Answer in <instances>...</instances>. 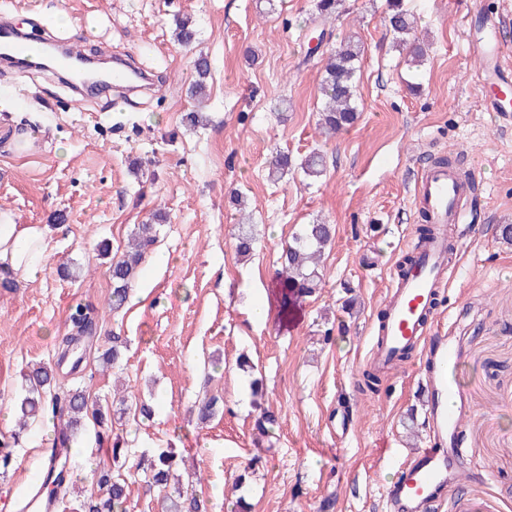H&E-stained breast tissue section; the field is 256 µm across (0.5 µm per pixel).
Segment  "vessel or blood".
I'll list each match as a JSON object with an SVG mask.
<instances>
[{"label": "vessel or blood", "mask_w": 512, "mask_h": 512, "mask_svg": "<svg viewBox=\"0 0 512 512\" xmlns=\"http://www.w3.org/2000/svg\"><path fill=\"white\" fill-rule=\"evenodd\" d=\"M470 49L482 60L484 75L492 76L502 65L506 44L492 30L472 39ZM0 55L26 71L40 53L15 29L1 23ZM414 197L435 232L414 244L412 264L396 267L369 356L372 367L390 371L400 366L406 348L423 345L433 363L425 372L430 391V444L403 462L399 478L388 488L387 499L394 512H425L444 486L458 483L462 474L456 447L461 410L452 377L456 347L449 337L433 335L432 329L435 296L447 285L448 249L464 237L470 197L453 172L435 164L421 172Z\"/></svg>", "instance_id": "1"}]
</instances>
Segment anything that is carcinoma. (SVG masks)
Masks as SVG:
<instances>
[{
	"mask_svg": "<svg viewBox=\"0 0 512 512\" xmlns=\"http://www.w3.org/2000/svg\"><path fill=\"white\" fill-rule=\"evenodd\" d=\"M392 14L389 26L396 40L407 44L406 36L413 29V17L401 7L400 0H390ZM363 57V49L358 37H345L336 49L329 53L322 73L320 93L325 97L324 108L319 112V125L329 132L336 133L352 125L357 119L356 75ZM193 66L197 75L190 94L197 99L206 96V78L211 72V64L204 56L197 57ZM269 177L277 179L291 167V159L279 153L270 161ZM305 176L318 178L323 175L325 161L323 154L312 152L301 163ZM332 239V229L328 224H303L293 234L283 252L280 272L281 288L279 307L283 315H288L306 296L315 292L323 279L320 267L322 252ZM157 241V225L138 224L127 250L121 257L112 259V294L109 307L116 313L128 302L130 291L137 278L139 266L147 252ZM256 237L249 224L239 225L235 252L245 258L253 253ZM70 321L76 335L92 336L96 333V322L89 308L78 304L71 309ZM121 337H112V347L99 356V366L103 369L118 368L122 363ZM382 381V373L367 366L360 376L361 389L374 393ZM55 382L54 370L44 365L30 369L24 378V396L17 403L19 425L24 429L35 420L44 400H49L53 413L63 419L61 438L65 444L81 439L86 433V423L92 422L95 435L98 428L109 419V408L91 398L81 387L68 390L60 397L51 393ZM146 483L150 487L163 489L170 485L174 472L184 463L173 448H150L140 455ZM98 485L107 487V498L102 502L89 501L87 512H125V485L123 479L108 470L99 472ZM163 512H205L204 502L195 494L184 493L177 487L167 496Z\"/></svg>",
	"mask_w": 512,
	"mask_h": 512,
	"instance_id": "obj_1",
	"label": "carcinoma"
}]
</instances>
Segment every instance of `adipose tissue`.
<instances>
[{
    "label": "adipose tissue",
    "instance_id": "ef3b65f1",
    "mask_svg": "<svg viewBox=\"0 0 512 512\" xmlns=\"http://www.w3.org/2000/svg\"><path fill=\"white\" fill-rule=\"evenodd\" d=\"M50 230L44 224H19L0 213V270L23 278L35 277L48 258Z\"/></svg>",
    "mask_w": 512,
    "mask_h": 512
}]
</instances>
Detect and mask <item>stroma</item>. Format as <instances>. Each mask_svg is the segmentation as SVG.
<instances>
[{
	"mask_svg": "<svg viewBox=\"0 0 512 512\" xmlns=\"http://www.w3.org/2000/svg\"><path fill=\"white\" fill-rule=\"evenodd\" d=\"M317 0H0L22 30L70 39L96 57L120 54L151 69L153 90L129 112L106 90L75 95L50 73L30 77L0 68V212L52 230L35 278L0 287V440L12 464L0 473V512H17L52 440L43 411L17 432L11 403L28 365L57 368V393L85 388L102 403L116 387L140 394L151 418L128 410L112 436L130 448L121 473L126 512H161L137 463L142 450L172 448L187 458L184 486L200 484L208 512H233L238 497L253 512H389L384 488L400 455L425 447L428 428L417 351L362 393L373 328L395 267L413 241L419 214L417 171L430 158L456 156L475 174L481 220L450 257L435 332L452 336L453 371L463 395L462 485L429 512H452L463 497L485 512H512V126L484 108L480 62L469 53V16L485 8L512 45V0H404L426 48L411 67L387 29V0H341L321 19ZM195 41L177 43L181 19ZM365 50L357 82L359 118L336 136L317 128L325 57L349 34ZM211 63L206 122L188 127L193 61ZM30 151L18 152L23 134ZM326 157L315 180L297 163ZM296 166L267 176L276 151ZM164 216L155 251L121 312L108 307L111 260L124 253L135 225ZM257 238L238 258L239 225ZM303 224H329L334 239L323 280L301 302L288 329L270 309L253 315L279 283L280 254ZM95 311L99 333L79 371L59 363L69 310ZM127 345L121 368L101 371L96 357L113 337ZM248 355L253 372L239 369ZM264 382L252 398L251 378ZM218 399L207 423L197 406ZM277 418L270 436L255 428L261 409ZM94 433L72 446L67 497L53 512H76L94 493L92 471L112 468Z\"/></svg>",
	"mask_w": 512,
	"mask_h": 512,
	"instance_id": "1",
	"label": "stroma"
}]
</instances>
